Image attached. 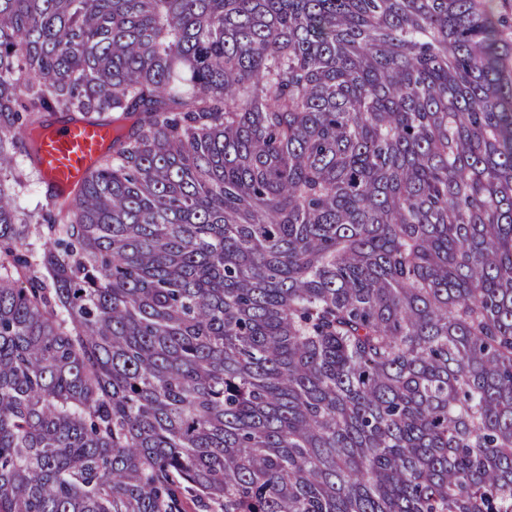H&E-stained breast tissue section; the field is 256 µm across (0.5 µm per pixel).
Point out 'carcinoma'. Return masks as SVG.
<instances>
[{
  "label": "carcinoma",
  "instance_id": "1",
  "mask_svg": "<svg viewBox=\"0 0 512 512\" xmlns=\"http://www.w3.org/2000/svg\"><path fill=\"white\" fill-rule=\"evenodd\" d=\"M0 512H512V12L0 0ZM112 139L109 126L57 124L40 148V164L48 187L73 188L85 176L104 144Z\"/></svg>",
  "mask_w": 512,
  "mask_h": 512
}]
</instances>
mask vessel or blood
<instances>
[{"instance_id": "b4317fda", "label": "vessel or blood", "mask_w": 512, "mask_h": 512, "mask_svg": "<svg viewBox=\"0 0 512 512\" xmlns=\"http://www.w3.org/2000/svg\"><path fill=\"white\" fill-rule=\"evenodd\" d=\"M112 138L107 126L88 123L58 124L40 148V164L47 186L69 188L80 183L104 144Z\"/></svg>"}]
</instances>
